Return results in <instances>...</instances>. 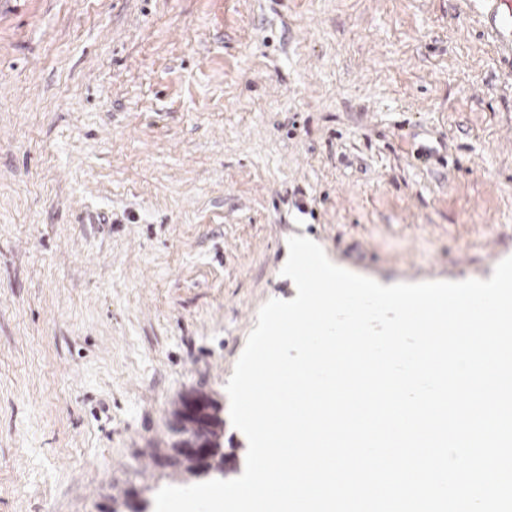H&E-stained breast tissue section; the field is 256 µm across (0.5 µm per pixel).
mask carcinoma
Returning <instances> with one entry per match:
<instances>
[{
    "label": "carcinoma",
    "mask_w": 512,
    "mask_h": 512,
    "mask_svg": "<svg viewBox=\"0 0 512 512\" xmlns=\"http://www.w3.org/2000/svg\"><path fill=\"white\" fill-rule=\"evenodd\" d=\"M190 399H200L207 404V408L212 411L211 419V446H212V464L210 469L202 468L197 459L182 452L180 444L172 441L165 448L151 449V458L155 466L161 468L157 475L150 474V477L159 476L178 479L180 481H189L203 474L209 473V470L224 472V418L222 417L223 407L219 400L213 396L196 392L184 395L174 406L171 416H179L183 406Z\"/></svg>",
    "instance_id": "carcinoma-1"
}]
</instances>
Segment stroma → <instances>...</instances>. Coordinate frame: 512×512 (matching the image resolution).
I'll return each instance as SVG.
<instances>
[{"label":"stroma","mask_w":512,"mask_h":512,"mask_svg":"<svg viewBox=\"0 0 512 512\" xmlns=\"http://www.w3.org/2000/svg\"><path fill=\"white\" fill-rule=\"evenodd\" d=\"M295 235L393 284L512 256V45L475 0H0V512L141 488L295 297Z\"/></svg>","instance_id":"stroma-1"}]
</instances>
